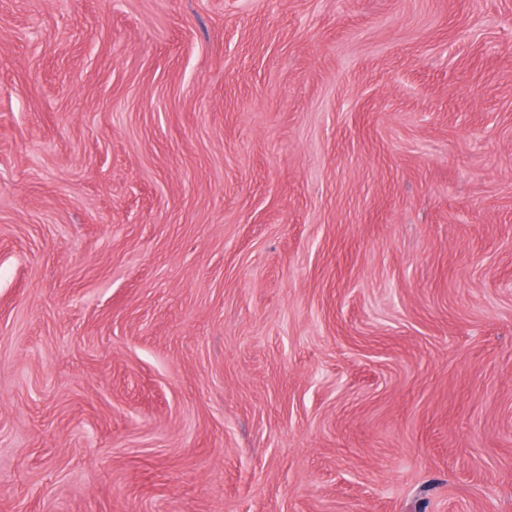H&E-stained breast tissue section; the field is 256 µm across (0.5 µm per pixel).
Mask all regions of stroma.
I'll list each match as a JSON object with an SVG mask.
<instances>
[{
  "instance_id": "stroma-1",
  "label": "stroma",
  "mask_w": 512,
  "mask_h": 512,
  "mask_svg": "<svg viewBox=\"0 0 512 512\" xmlns=\"http://www.w3.org/2000/svg\"><path fill=\"white\" fill-rule=\"evenodd\" d=\"M0 512H512V0H0Z\"/></svg>"
}]
</instances>
